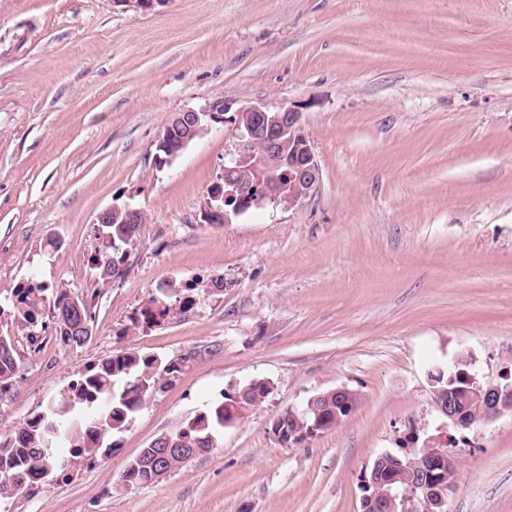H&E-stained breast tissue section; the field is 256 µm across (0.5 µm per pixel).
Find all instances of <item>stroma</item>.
I'll list each match as a JSON object with an SVG mask.
<instances>
[{
    "mask_svg": "<svg viewBox=\"0 0 512 512\" xmlns=\"http://www.w3.org/2000/svg\"><path fill=\"white\" fill-rule=\"evenodd\" d=\"M217 99L223 115L156 165L172 118ZM246 103L301 112L320 181L295 207L208 224ZM126 205L145 222L104 284L96 218ZM32 277L87 300L93 335L72 350L48 328L35 349L11 327L0 435L114 354L190 361L111 449L0 512H361L363 475L416 436L451 446L448 512H512V414L448 425L431 380L461 358L491 381L512 369V0H0V306ZM170 284L192 309L135 326ZM256 379L266 398L217 448L122 485L155 438ZM340 387L358 404L339 426L276 441L278 414ZM20 365L21 358L7 326L5 331L0 332V395L10 391Z\"/></svg>",
    "mask_w": 512,
    "mask_h": 512,
    "instance_id": "35a3bbf8",
    "label": "stroma"
}]
</instances>
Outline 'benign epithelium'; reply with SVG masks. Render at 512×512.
<instances>
[{
	"label": "benign epithelium",
	"instance_id": "1",
	"mask_svg": "<svg viewBox=\"0 0 512 512\" xmlns=\"http://www.w3.org/2000/svg\"><path fill=\"white\" fill-rule=\"evenodd\" d=\"M170 0H114L119 6L152 11ZM224 111V101L218 100L207 108L178 113L165 127L156 141L157 149L165 147L174 135L182 150L198 135L213 113ZM238 143L228 153L221 181L208 192L209 201L203 219L207 224H227L231 217L250 208L263 209L268 205L291 208L306 199L320 179V168L311 139L302 123L301 114L290 109L271 111L261 105L246 104L236 111L234 119ZM125 213L124 222L136 223L141 216L138 209L113 206L97 216V223L105 222L109 214ZM456 363V376L465 378L464 386L455 387V376L450 377L446 389L448 398L437 399V413L452 425L464 428L470 422L488 421L504 412L512 413V371H501L498 380L483 381ZM336 399L335 424L345 406L358 400L355 392L339 388L310 398L301 407L289 408L294 425L283 429L273 425L272 433L282 444L300 445L330 427L321 405L323 400ZM315 414L314 423L305 426L303 418ZM406 463L385 472L379 471L375 461L369 477L364 479L368 494L362 498V512H388L394 508L396 497L391 486L397 481L407 483L401 504L418 503L420 512H446L449 493L457 483V470L446 469L447 449L430 440L421 448L403 449Z\"/></svg>",
	"mask_w": 512,
	"mask_h": 512
}]
</instances>
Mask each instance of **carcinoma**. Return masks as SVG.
<instances>
[{"label":"carcinoma","mask_w":512,"mask_h":512,"mask_svg":"<svg viewBox=\"0 0 512 512\" xmlns=\"http://www.w3.org/2000/svg\"><path fill=\"white\" fill-rule=\"evenodd\" d=\"M103 228L93 264L98 279L105 282L126 272L129 250L140 225L112 223ZM14 297L12 310L0 307V316L5 314L33 329L49 315L55 321L56 340L72 349L82 347L90 339L93 314L85 299L73 298L62 288L32 281L20 286ZM192 304V299L175 288L167 296L150 300L149 306L141 311V325L150 327L171 315L174 306L186 312ZM186 364L184 357L157 368L150 356L124 352L86 367L72 380L62 400L26 420L14 434L0 437V499L42 480L46 469L58 459L82 458L96 454L104 446L112 447L110 443L104 444V440L124 428L132 414L145 406L152 395L164 390ZM20 365L11 334L1 331L0 396L10 391ZM232 399L231 393H225L223 400L170 434L163 447L205 452L217 447L215 439L224 428V404ZM49 439L51 457L42 452ZM158 466L176 469L172 459L162 456L160 450L146 448L139 459L128 464L121 482L133 487L151 484Z\"/></svg>","instance_id":"obj_1"}]
</instances>
